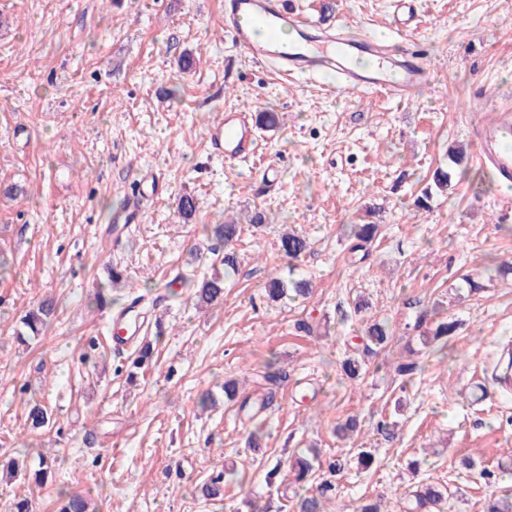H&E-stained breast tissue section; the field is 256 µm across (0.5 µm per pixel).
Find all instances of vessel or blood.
Masks as SVG:
<instances>
[{"mask_svg": "<svg viewBox=\"0 0 512 512\" xmlns=\"http://www.w3.org/2000/svg\"><path fill=\"white\" fill-rule=\"evenodd\" d=\"M417 0H392L391 29L399 54L391 56L385 46L350 35L349 25L335 23L324 14L287 10L282 0H224V31L234 44L259 66L275 64L285 79L298 81L332 69L335 80L326 84L327 94L340 89L372 91L406 101L429 83L426 55L414 37ZM294 33L289 42L278 38L280 29ZM214 154L229 162H245L261 147L251 112L237 108L224 111V118L209 129ZM476 157L505 186L504 201H512V107L495 104L490 117L474 135ZM142 192L132 193L113 221L140 223L144 214Z\"/></svg>", "mask_w": 512, "mask_h": 512, "instance_id": "b4317fda", "label": "vessel or blood"}]
</instances>
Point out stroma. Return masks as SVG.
Here are the masks:
<instances>
[{"mask_svg":"<svg viewBox=\"0 0 512 512\" xmlns=\"http://www.w3.org/2000/svg\"><path fill=\"white\" fill-rule=\"evenodd\" d=\"M330 2L354 33L389 36L390 0ZM223 15L224 0H0V189H23L0 192V457L57 460L44 485L0 481V512L21 496L53 512L63 491L88 495L96 512H295L327 481L326 512H355L364 495L406 512L421 481L447 487V512H483L512 489L502 470L512 390L494 379L512 344V275L499 272L512 263V209L475 162L428 210L412 201L449 147L472 149L482 98L512 105V0H420L418 37L437 79L405 102L284 85L225 37ZM186 52L190 71L178 64ZM227 105L278 114L260 131V162L211 152L207 130ZM268 164L277 180L264 177ZM150 170L167 194L115 233L113 215ZM185 194L197 201L189 221L177 211ZM258 212L264 224L251 225ZM234 217L242 233L228 274L210 228ZM368 221L382 238L357 247L349 227ZM291 229L309 246L289 267L278 244ZM112 267L124 282L110 285ZM290 271L312 295L271 301L268 277ZM180 272L224 273L223 301L169 297ZM466 275L480 292H462ZM137 296L155 351L131 378L129 351L107 338ZM47 297L51 328L19 342L21 318ZM434 307L459 328L426 345L413 324ZM373 319L392 337L366 355ZM351 356L363 363L355 380L342 371ZM402 357L422 367L408 383L393 368ZM30 400L50 412L49 429H26ZM351 416L349 446L336 428ZM310 447L313 474L296 482L295 458ZM359 448L372 449L369 468L353 464ZM339 456L350 462L334 476ZM219 475L223 501L205 500L201 486Z\"/></svg>","mask_w":512,"mask_h":512,"instance_id":"stroma-1","label":"stroma"}]
</instances>
